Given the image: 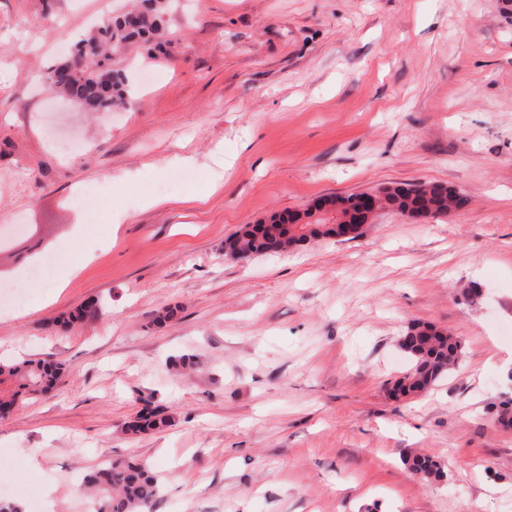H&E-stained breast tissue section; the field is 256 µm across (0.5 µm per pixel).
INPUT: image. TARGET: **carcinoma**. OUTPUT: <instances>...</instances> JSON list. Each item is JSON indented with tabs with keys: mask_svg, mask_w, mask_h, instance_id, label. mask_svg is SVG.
I'll use <instances>...</instances> for the list:
<instances>
[{
	"mask_svg": "<svg viewBox=\"0 0 512 512\" xmlns=\"http://www.w3.org/2000/svg\"><path fill=\"white\" fill-rule=\"evenodd\" d=\"M166 0H148L140 9L113 17L91 31L75 46L70 60L51 68L45 79L48 86L74 103L84 112L111 109L127 100L128 79L124 71L112 65V52L131 47L140 41L166 43L164 17ZM384 206L400 213L420 212L429 218L465 209L470 198L463 192L442 184L400 182L376 191ZM318 204L296 215L298 223L280 229L275 216L257 224H245L226 242L242 258L297 249L314 240L336 239L348 214L345 208L334 210L330 217L318 216ZM103 302L90 298L61 321L71 328L88 319L103 315ZM401 348L408 367L402 378L393 381L392 393L410 397L431 388L461 355V342L456 336L427 323H416L405 335ZM65 373L62 364L53 361L0 362V408H11L25 395L51 392ZM170 425L167 418L153 409L144 408L128 423L127 430L137 434L160 430ZM408 470L427 482L444 476L442 465L430 456H414L406 460ZM97 500V512H152L160 495V484L150 468L133 459H113L86 477Z\"/></svg>",
	"mask_w": 512,
	"mask_h": 512,
	"instance_id": "obj_1",
	"label": "carcinoma"
}]
</instances>
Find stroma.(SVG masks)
<instances>
[{
    "label": "stroma",
    "instance_id": "1",
    "mask_svg": "<svg viewBox=\"0 0 512 512\" xmlns=\"http://www.w3.org/2000/svg\"><path fill=\"white\" fill-rule=\"evenodd\" d=\"M173 3L167 53L122 56L128 104L88 115L45 75L128 0H0V230L57 256L24 314L0 308V361L66 367L0 418V483L84 512L77 478L132 458L160 478L153 512H512L489 411L512 391V0ZM392 182L470 204L224 256L242 225ZM91 297L101 318L51 327ZM418 320L463 357L397 400ZM147 404L171 426L128 433ZM417 454L446 479L411 474Z\"/></svg>",
    "mask_w": 512,
    "mask_h": 512
}]
</instances>
